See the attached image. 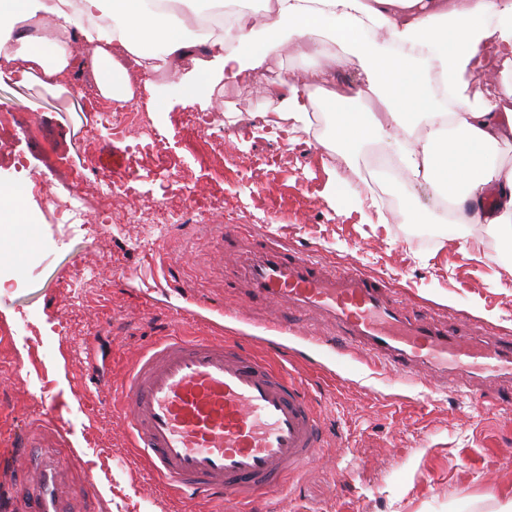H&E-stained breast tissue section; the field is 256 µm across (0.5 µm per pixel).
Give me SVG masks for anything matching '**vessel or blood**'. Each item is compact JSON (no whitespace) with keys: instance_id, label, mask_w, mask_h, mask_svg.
<instances>
[{"instance_id":"1","label":"vessel or blood","mask_w":512,"mask_h":512,"mask_svg":"<svg viewBox=\"0 0 512 512\" xmlns=\"http://www.w3.org/2000/svg\"><path fill=\"white\" fill-rule=\"evenodd\" d=\"M251 288L269 300L318 309L355 348L396 371L460 373L471 358L494 376L512 370V338L462 346L458 327L407 316L385 282L336 270L270 241L248 238ZM120 409L135 448L160 483L184 500L205 495L241 505L278 489L322 446L319 416L287 374L233 341L173 333L132 364ZM29 489L28 512H63L59 449L48 448Z\"/></svg>"}]
</instances>
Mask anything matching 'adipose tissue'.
I'll return each instance as SVG.
<instances>
[{
	"instance_id": "ef3b65f1",
	"label": "adipose tissue",
	"mask_w": 512,
	"mask_h": 512,
	"mask_svg": "<svg viewBox=\"0 0 512 512\" xmlns=\"http://www.w3.org/2000/svg\"><path fill=\"white\" fill-rule=\"evenodd\" d=\"M178 2L176 10H153L147 0H0V74L20 59L48 87L70 76L69 45H47L25 27L46 17L65 33L82 28L84 73L120 103L134 96L130 59L151 72L186 65L191 103L203 70L223 75L231 88L276 51L321 60L329 77L337 66H355L362 86L325 95L333 108L325 148L349 160L371 142L385 144L398 172L423 179L451 206L455 223L483 213L503 251L512 252V172L495 162L500 144L512 139V79L492 98L468 92L512 64V0H264L259 13L238 0L234 23L204 36L187 27L181 9L203 12L224 0ZM257 92L279 101L277 111L262 115L278 129L301 121L314 102L294 72ZM353 99L373 102L374 111L352 110ZM491 185L496 201L488 211Z\"/></svg>"
}]
</instances>
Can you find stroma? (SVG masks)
<instances>
[{"mask_svg": "<svg viewBox=\"0 0 512 512\" xmlns=\"http://www.w3.org/2000/svg\"><path fill=\"white\" fill-rule=\"evenodd\" d=\"M290 70L305 75L315 105L307 122L274 132L256 118L274 103L255 87ZM132 85L126 108L150 116L153 143L136 131L100 128L110 101L91 82L78 79L60 91L16 74L0 79V111L19 122L37 116L69 166L88 179L111 177L128 167L133 145H146L136 179L112 198L119 220L91 238L54 218L55 199L76 188L67 173L18 125L0 129V185L26 189L22 221L4 227L13 264L0 269V512H28V464L13 460L14 441L40 426L48 402L59 421L40 426L42 444L65 442L80 460L66 470L65 512H213L212 501L185 505L149 477L114 402L140 352L176 326L188 336L238 340L289 371L320 414L318 460L248 512H505L512 503V375L487 380L472 372L465 394L371 367L323 314L236 288L245 261L239 237L224 227L237 224L327 265L356 267L400 292L410 314L477 324L468 338L475 345L512 337V257L501 254L497 235L476 221L452 238H420L415 226L440 222L424 181L384 180L363 156L352 173L319 148L329 130L318 122L330 114L315 60L271 55L251 82L229 91L223 79L203 80L202 93L222 110L205 129L183 125L193 106L175 75L154 79L136 70ZM155 97L162 108L152 107ZM17 156L22 165H14ZM256 156L282 161L261 185L246 169ZM171 166L187 182L170 178ZM36 178L44 182L38 194L28 190ZM186 187L207 197L224 188L227 202L203 217L150 223L151 199ZM379 192L410 200L411 213L368 223L362 202ZM78 267L86 280L75 286ZM277 320L294 331L265 330ZM91 367L101 385L89 382ZM103 484L110 497L100 493Z\"/></svg>", "mask_w": 512, "mask_h": 512, "instance_id": "obj_1", "label": "stroma"}]
</instances>
